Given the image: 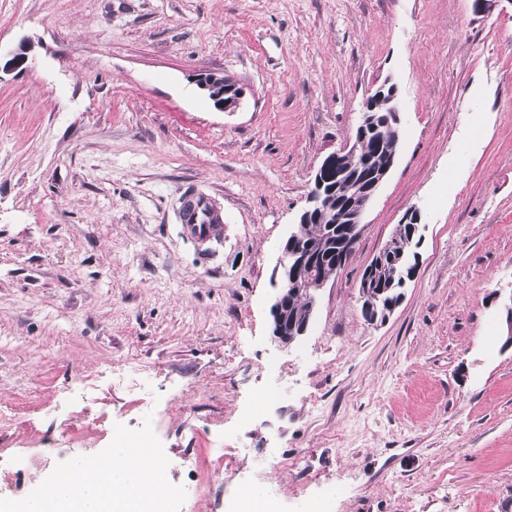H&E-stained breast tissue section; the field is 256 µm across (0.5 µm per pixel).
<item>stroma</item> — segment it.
<instances>
[{"mask_svg":"<svg viewBox=\"0 0 512 512\" xmlns=\"http://www.w3.org/2000/svg\"><path fill=\"white\" fill-rule=\"evenodd\" d=\"M23 43L0 73V500L144 430L171 512L252 491L277 512H512V0H0V57ZM387 80L398 159L280 348V247ZM190 194L219 237L188 232ZM410 213L418 271L370 324L362 273ZM198 84L201 89L210 93L212 100L217 102V108L224 112L236 111L247 95V88L244 84L228 76L215 73L201 76L198 79Z\"/></svg>","mask_w":512,"mask_h":512,"instance_id":"obj_1","label":"stroma"}]
</instances>
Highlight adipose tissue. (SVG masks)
I'll return each mask as SVG.
<instances>
[{"label": "adipose tissue", "mask_w": 512, "mask_h": 512, "mask_svg": "<svg viewBox=\"0 0 512 512\" xmlns=\"http://www.w3.org/2000/svg\"><path fill=\"white\" fill-rule=\"evenodd\" d=\"M129 448L128 439L115 438L91 472L83 458H73L69 469L77 482H52L20 503L0 501V512H168L165 462L148 456L130 464Z\"/></svg>", "instance_id": "ef3b65f1"}]
</instances>
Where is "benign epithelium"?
Instances as JSON below:
<instances>
[{"label":"benign epithelium","mask_w":512,"mask_h":512,"mask_svg":"<svg viewBox=\"0 0 512 512\" xmlns=\"http://www.w3.org/2000/svg\"><path fill=\"white\" fill-rule=\"evenodd\" d=\"M201 89L210 93L213 101L217 102V108L225 112L236 111L243 103L247 88L245 85L228 77L215 73H208L198 79ZM386 108L383 115L385 125L392 129H399L400 117L397 106V87L386 80L370 94L364 103L360 121L357 128L356 138L353 144L338 151L328 154L318 167L311 188L307 205L303 213L309 215L316 213L322 215L329 211L330 202L328 196L333 192L331 184L342 181L352 173H364V180L368 181L366 188V203L354 210L347 216L348 223L353 225V231L360 232V224L363 223L367 209V203L371 202L381 186L387 179L399 154L397 146H392L386 151V158L383 166L377 170L370 169L372 159L365 154L363 144L367 138V130L372 127L377 117V110ZM318 257L311 252H288L282 251L279 262L280 285L273 298L271 306L273 317V337L282 348H289L295 340H288L281 336L279 328L280 314L285 306V298L288 293V281L299 288L306 290L310 300V311H315L320 292L327 284V280L310 275L304 279L299 273L305 268L315 265Z\"/></svg>","instance_id":"benign-epithelium-1"}]
</instances>
